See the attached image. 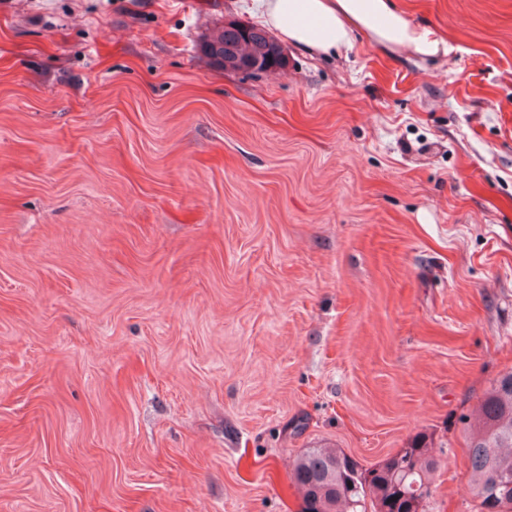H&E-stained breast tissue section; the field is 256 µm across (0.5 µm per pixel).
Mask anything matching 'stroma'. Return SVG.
I'll return each instance as SVG.
<instances>
[{"label":"stroma","instance_id":"stroma-1","mask_svg":"<svg viewBox=\"0 0 512 512\" xmlns=\"http://www.w3.org/2000/svg\"><path fill=\"white\" fill-rule=\"evenodd\" d=\"M284 70L202 51L254 0H0V512H300L327 444L467 430L512 371V0H398Z\"/></svg>","mask_w":512,"mask_h":512}]
</instances>
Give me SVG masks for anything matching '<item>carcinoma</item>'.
Listing matches in <instances>:
<instances>
[{"mask_svg": "<svg viewBox=\"0 0 512 512\" xmlns=\"http://www.w3.org/2000/svg\"><path fill=\"white\" fill-rule=\"evenodd\" d=\"M243 37L254 52L269 32L257 25L222 27L211 32L209 41L231 44ZM464 422L469 429L470 487L479 512H512V489L505 494L493 480L496 473L512 483V372L499 377L484 394L475 420ZM399 452L410 459V467L389 456L364 469L336 448L306 449L290 473L300 493L301 512H355L357 502L363 503V512H426L418 498L420 490L431 487L435 461L425 437H415Z\"/></svg>", "mask_w": 512, "mask_h": 512, "instance_id": "carcinoma-1", "label": "carcinoma"}]
</instances>
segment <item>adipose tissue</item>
Listing matches in <instances>:
<instances>
[{
    "label": "adipose tissue",
    "instance_id": "obj_1",
    "mask_svg": "<svg viewBox=\"0 0 512 512\" xmlns=\"http://www.w3.org/2000/svg\"><path fill=\"white\" fill-rule=\"evenodd\" d=\"M257 8L282 40L310 55L347 51L357 31L382 46L405 47L422 57L450 50L435 31L412 24L395 0H258Z\"/></svg>",
    "mask_w": 512,
    "mask_h": 512
}]
</instances>
